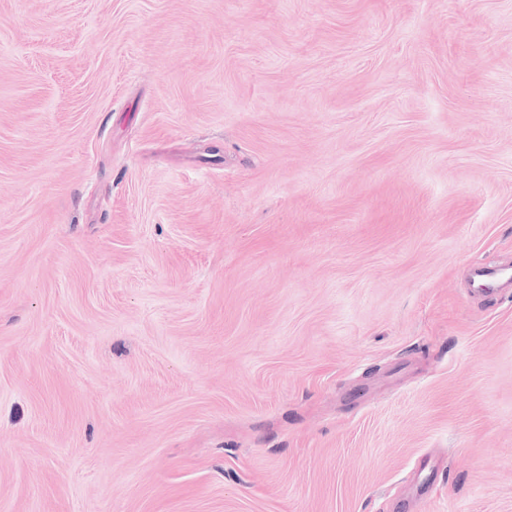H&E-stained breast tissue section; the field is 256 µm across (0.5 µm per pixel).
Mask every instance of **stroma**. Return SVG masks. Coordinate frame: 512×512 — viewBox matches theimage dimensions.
<instances>
[{"label": "stroma", "instance_id": "35a3bbf8", "mask_svg": "<svg viewBox=\"0 0 512 512\" xmlns=\"http://www.w3.org/2000/svg\"><path fill=\"white\" fill-rule=\"evenodd\" d=\"M512 0H0V512H512Z\"/></svg>", "mask_w": 512, "mask_h": 512}]
</instances>
